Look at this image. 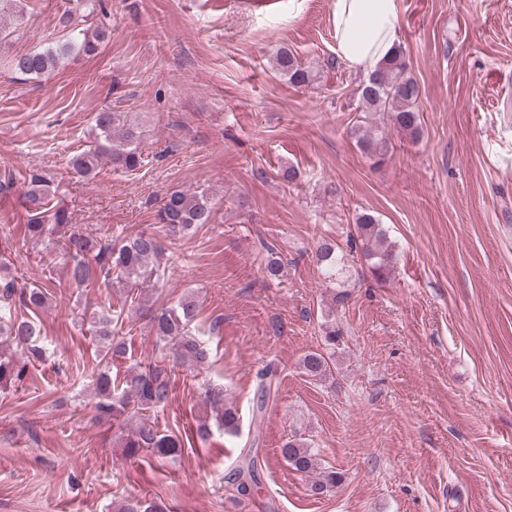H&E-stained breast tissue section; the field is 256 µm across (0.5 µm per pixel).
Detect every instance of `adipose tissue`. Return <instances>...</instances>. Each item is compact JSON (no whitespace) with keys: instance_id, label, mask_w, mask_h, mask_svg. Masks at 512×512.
<instances>
[{"instance_id":"1","label":"adipose tissue","mask_w":512,"mask_h":512,"mask_svg":"<svg viewBox=\"0 0 512 512\" xmlns=\"http://www.w3.org/2000/svg\"><path fill=\"white\" fill-rule=\"evenodd\" d=\"M331 15L336 56L349 70L370 72L396 53L400 0H333Z\"/></svg>"}]
</instances>
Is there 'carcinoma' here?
Returning <instances> with one entry per match:
<instances>
[{
  "label": "carcinoma",
  "instance_id": "carcinoma-1",
  "mask_svg": "<svg viewBox=\"0 0 512 512\" xmlns=\"http://www.w3.org/2000/svg\"><path fill=\"white\" fill-rule=\"evenodd\" d=\"M26 19L23 0H0V46L11 41L13 33ZM62 35L47 47L13 58L15 70L35 78H49L60 61L73 54L91 55L106 39L107 30L83 27L73 22L72 14L60 18ZM274 73L293 86L313 81L312 70L286 47L277 48L270 57ZM420 95L416 80L408 71L403 50L381 61L358 85L360 112L355 130L362 152L381 166L390 159L391 141L386 130L392 126L414 139L421 135L418 105ZM93 141L89 148L70 160L72 173L90 178L108 165L130 173L143 163L141 143L143 130L128 112H99L94 117ZM23 181L22 204L27 213V237L57 247L64 262L69 282L78 289L112 288L134 296L131 307L147 320L153 335L152 352L145 360L132 363L122 386L112 384L109 369L100 370L92 380L90 399L97 422L109 423L119 431L120 447L127 458L149 451L159 460H175L184 451L180 437L158 429L151 415L164 409L172 391L176 370L193 372L210 364L211 351L205 340L195 333L200 313L194 294L187 292L170 306L155 304L159 283L164 281L172 252L166 240L192 233L213 220V206L206 191L171 190L157 202L156 223L161 233L143 232L131 239L112 235L96 237L72 223L68 208L53 202L57 189L53 181L37 169L20 174ZM356 229L341 246L322 239L316 251L317 263L328 287H336L345 267L347 253L360 251L368 262L376 282L386 281L394 271L395 244L379 219L369 213L355 217ZM49 301V292L39 284L19 283L14 262L0 254V391L21 384L29 368L43 361L45 347L41 339L39 312ZM118 321L111 311L92 316V330L101 345L103 360L110 363L126 356L125 343L115 340L112 327ZM324 348L306 353L300 362L302 373L320 380L332 372L336 342L342 332L336 321H325ZM252 417L263 418L271 392L275 388V372L268 367L259 375ZM207 409L205 420L198 426L197 436L205 440L217 428L229 434L239 431L238 410L224 403V391L207 388L203 394ZM281 454L297 472L314 474L310 484L314 496L336 488L342 475L334 470L318 471V453L307 440L293 438L284 443ZM257 461L250 458L237 470L240 483L236 491L248 492L243 478L257 481ZM115 512H164L154 500L126 496Z\"/></svg>",
  "mask_w": 512,
  "mask_h": 512
}]
</instances>
